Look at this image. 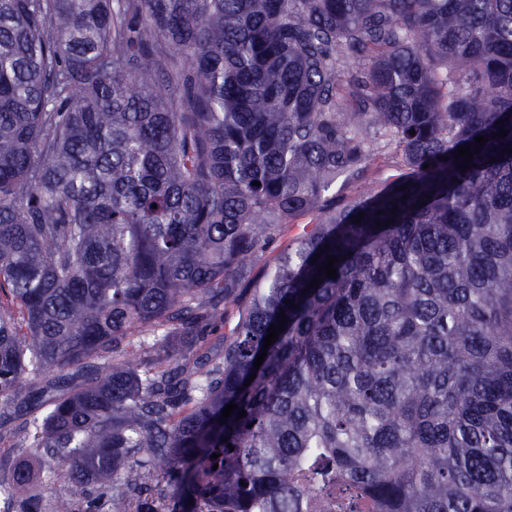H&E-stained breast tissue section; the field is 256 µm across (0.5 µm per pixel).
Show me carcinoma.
Instances as JSON below:
<instances>
[{"label": "carcinoma", "instance_id": "cac0c4a2", "mask_svg": "<svg viewBox=\"0 0 512 512\" xmlns=\"http://www.w3.org/2000/svg\"><path fill=\"white\" fill-rule=\"evenodd\" d=\"M510 148L512 0H0L7 512H512Z\"/></svg>", "mask_w": 512, "mask_h": 512}]
</instances>
